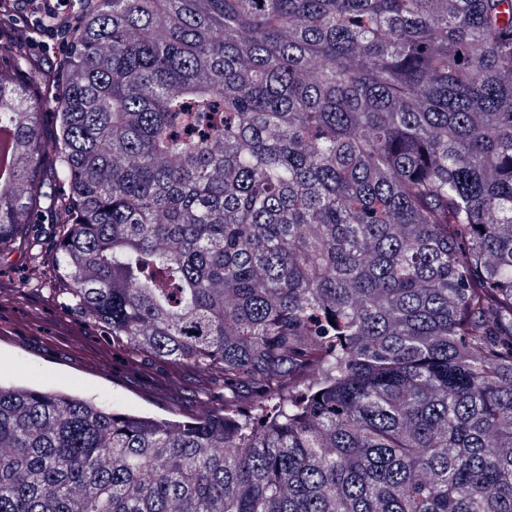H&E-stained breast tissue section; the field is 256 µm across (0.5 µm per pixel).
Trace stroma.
I'll return each mask as SVG.
<instances>
[{
    "label": "stroma",
    "instance_id": "35a3bbf8",
    "mask_svg": "<svg viewBox=\"0 0 512 512\" xmlns=\"http://www.w3.org/2000/svg\"><path fill=\"white\" fill-rule=\"evenodd\" d=\"M28 235L38 243L39 262L22 247L0 253V384L82 396L131 414H198L205 374L114 350L97 325L63 302L52 216L29 225ZM23 279L29 288H19Z\"/></svg>",
    "mask_w": 512,
    "mask_h": 512
}]
</instances>
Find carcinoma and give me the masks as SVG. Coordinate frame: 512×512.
Here are the masks:
<instances>
[{
    "instance_id": "carcinoma-1",
    "label": "carcinoma",
    "mask_w": 512,
    "mask_h": 512,
    "mask_svg": "<svg viewBox=\"0 0 512 512\" xmlns=\"http://www.w3.org/2000/svg\"><path fill=\"white\" fill-rule=\"evenodd\" d=\"M60 73L0 252L222 408L0 385V512H512V0H85Z\"/></svg>"
}]
</instances>
